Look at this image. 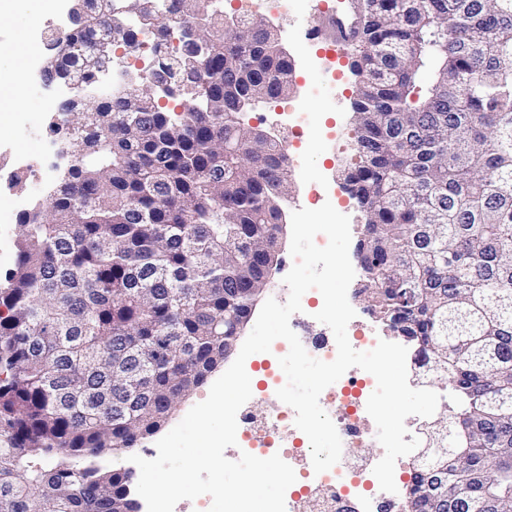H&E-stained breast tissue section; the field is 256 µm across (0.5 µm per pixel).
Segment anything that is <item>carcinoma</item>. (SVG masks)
<instances>
[{"label":"carcinoma","mask_w":512,"mask_h":512,"mask_svg":"<svg viewBox=\"0 0 512 512\" xmlns=\"http://www.w3.org/2000/svg\"><path fill=\"white\" fill-rule=\"evenodd\" d=\"M127 0L139 29L101 5L56 40L49 73L95 78L69 51L104 33L155 40L124 92L73 112L72 164L19 217L0 288V512H131L138 447L224 362L278 265L288 157L245 124L288 97L292 63L258 15L221 0ZM351 42L357 161L344 171L366 217L357 257L372 312L445 385L446 463L468 499L435 512H512L498 491L512 454V0H358ZM206 47L188 50L183 29ZM182 86L164 110L156 83ZM403 512L425 479L413 464Z\"/></svg>","instance_id":"carcinoma-1"}]
</instances>
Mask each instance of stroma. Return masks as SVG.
Segmentation results:
<instances>
[{
    "instance_id": "obj_1",
    "label": "stroma",
    "mask_w": 512,
    "mask_h": 512,
    "mask_svg": "<svg viewBox=\"0 0 512 512\" xmlns=\"http://www.w3.org/2000/svg\"><path fill=\"white\" fill-rule=\"evenodd\" d=\"M260 15L269 21L280 43L293 59L294 90L288 98L258 104L245 115L249 126L270 129L280 112L309 113L310 126L301 141L289 144V180L292 192L283 204L285 215L302 208L316 209L331 202L349 216L352 239H359L365 222L363 213L347 202L343 171L353 156L355 121L352 103L359 81L350 66L328 62L317 54L307 39L309 29L307 0H276L273 7H261ZM48 18L38 0H15L11 14L0 19V96L13 100V110L0 122V200L8 201L10 170L6 152L35 158L31 175L25 176L21 196L25 204L45 200L50 188L63 174L67 161L56 152H44L41 138L50 120L44 114L47 97L67 99L61 80H45L35 75L27 91L15 89L10 76L16 52L27 47L30 56L47 57L38 46L35 31Z\"/></svg>"
}]
</instances>
